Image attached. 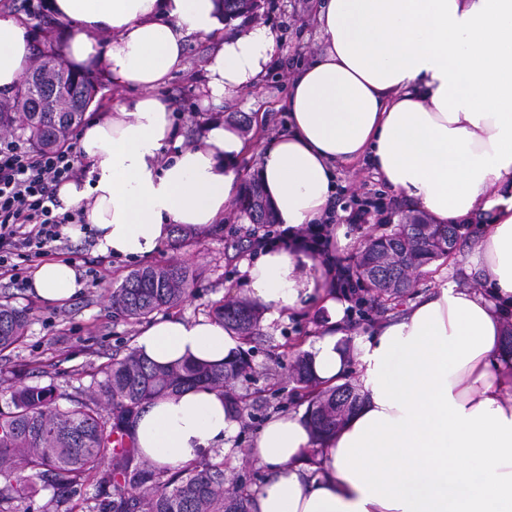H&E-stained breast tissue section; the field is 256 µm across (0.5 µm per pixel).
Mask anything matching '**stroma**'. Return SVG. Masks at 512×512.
Listing matches in <instances>:
<instances>
[{
	"instance_id": "stroma-1",
	"label": "stroma",
	"mask_w": 512,
	"mask_h": 512,
	"mask_svg": "<svg viewBox=\"0 0 512 512\" xmlns=\"http://www.w3.org/2000/svg\"><path fill=\"white\" fill-rule=\"evenodd\" d=\"M308 7L309 0H265L258 20L270 26L276 35L274 64L259 89L244 92L235 104L225 108L203 105L196 76L202 71L207 46L201 39L190 40L186 71L175 74L161 90L172 103L175 121L185 142L199 141L200 126L206 121L227 117L237 120L244 114L261 118L267 136L286 130L288 114L284 102L292 76L299 66L319 54L323 44L321 33L308 24ZM336 182L338 212L333 226L332 251L352 258L372 232L387 231L389 223L398 222L405 215L406 208L367 166L341 167ZM367 200L381 206L382 214L372 215L365 224L347 223L351 208ZM490 222V214L485 213L464 225L456 256L436 261L421 272L415 279L414 297L428 296L446 280L461 287L483 290V279L472 270L468 258ZM248 226L247 220L238 218L232 211L225 222L214 225L198 244L183 248L166 246L154 255V262L178 260L199 272L191 292L176 308V316L207 317L213 304L243 297L237 265L241 255L250 249L245 237ZM71 244L78 255L93 260L98 283L86 286L81 295L68 301L45 303L35 296L32 288L0 276V301H9L31 317L27 335L18 348L0 353V371L7 373L13 385L53 383L81 399L98 393L104 366L113 355L121 356L130 351L140 330L139 324L113 316L110 299L113 288L136 270L137 265L100 254L81 237L72 239ZM404 307L401 301L389 303L383 309L369 303L363 311L345 315L344 323L349 332L345 344H357L375 324L395 319ZM321 328V318L311 307L262 323V339L249 345L253 374L237 384L238 392L247 395L248 400L241 428L231 441L234 455L224 463L229 478L240 477L254 486L260 484L263 471L250 455L259 427L272 414L274 405L285 406L290 412L303 408L302 401L294 396L292 360L284 356V344L289 339H310ZM272 365L277 366L279 372L278 383L274 386L264 377L266 368Z\"/></svg>"
}]
</instances>
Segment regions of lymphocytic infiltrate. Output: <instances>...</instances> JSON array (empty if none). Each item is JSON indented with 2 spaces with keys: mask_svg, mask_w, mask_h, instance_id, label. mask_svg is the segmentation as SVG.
Instances as JSON below:
<instances>
[{
  "mask_svg": "<svg viewBox=\"0 0 512 512\" xmlns=\"http://www.w3.org/2000/svg\"><path fill=\"white\" fill-rule=\"evenodd\" d=\"M74 144L23 149L0 136V275L20 279L21 262L61 250L63 228L85 221V208L61 210L58 187L85 177Z\"/></svg>",
  "mask_w": 512,
  "mask_h": 512,
  "instance_id": "f902f5d3",
  "label": "lymphocytic infiltrate"
}]
</instances>
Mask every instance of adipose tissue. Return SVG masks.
Here are the masks:
<instances>
[{"mask_svg":"<svg viewBox=\"0 0 512 512\" xmlns=\"http://www.w3.org/2000/svg\"><path fill=\"white\" fill-rule=\"evenodd\" d=\"M50 8L67 27L66 62L125 95L80 134L87 178L56 193L64 207L87 204L97 251L144 259L175 227L200 236L220 223L252 142L226 119L181 144L160 90L185 70L193 36L211 41L199 81L208 102L258 88L273 59L271 29L225 21L221 0H52ZM311 21L324 48L292 78L287 131L258 152L286 236L239 270L267 319L326 310L323 333L302 350L331 386L358 359L364 399L321 439L302 416L270 415L251 450L267 475L250 512H512V355L494 303L512 297V0H317ZM30 55L25 26L1 14L0 91L18 85ZM361 159L434 223L486 211L493 219L469 258L486 271L487 293L443 284L352 354L337 334L344 306L335 272L299 232L330 218L338 167ZM31 285L55 302L85 283L69 264L47 261ZM243 348L209 318L156 321L134 339L159 365L221 364ZM240 425L222 391L199 386L148 403L132 432L143 460L174 469L229 455Z\"/></svg>","mask_w":512,"mask_h":512,"instance_id":"ef3b65f1","label":"adipose tissue"}]
</instances>
